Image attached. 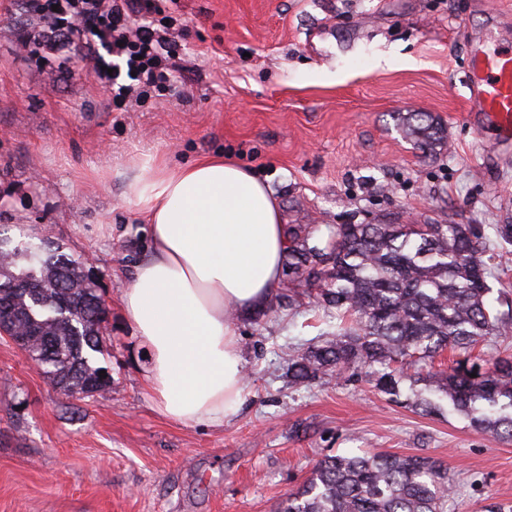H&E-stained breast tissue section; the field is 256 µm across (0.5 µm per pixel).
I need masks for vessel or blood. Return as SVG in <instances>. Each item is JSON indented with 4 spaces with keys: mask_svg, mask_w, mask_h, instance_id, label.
Listing matches in <instances>:
<instances>
[{
    "mask_svg": "<svg viewBox=\"0 0 512 512\" xmlns=\"http://www.w3.org/2000/svg\"><path fill=\"white\" fill-rule=\"evenodd\" d=\"M468 103L487 116L501 141L512 140V53L475 55Z\"/></svg>",
    "mask_w": 512,
    "mask_h": 512,
    "instance_id": "1",
    "label": "vessel or blood"
}]
</instances>
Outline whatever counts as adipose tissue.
Here are the masks:
<instances>
[{
  "mask_svg": "<svg viewBox=\"0 0 512 512\" xmlns=\"http://www.w3.org/2000/svg\"><path fill=\"white\" fill-rule=\"evenodd\" d=\"M133 188L151 252L122 302L150 354L146 390L172 421L223 426L247 389L231 318L265 306L282 277L278 200L220 156L177 169L144 165Z\"/></svg>",
  "mask_w": 512,
  "mask_h": 512,
  "instance_id": "obj_1",
  "label": "adipose tissue"
}]
</instances>
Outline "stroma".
<instances>
[{
	"label": "stroma",
	"instance_id": "obj_1",
	"mask_svg": "<svg viewBox=\"0 0 512 512\" xmlns=\"http://www.w3.org/2000/svg\"><path fill=\"white\" fill-rule=\"evenodd\" d=\"M181 52L201 71L174 97L110 112L79 57L66 74L17 59L20 8L0 10V225L60 244L108 300L99 395H64L0 337V512H278L333 451L443 460L446 512L512 502V442L459 415L425 416L378 394L366 372L309 386L288 358L320 336L322 311L288 309L233 328L248 389L223 428L185 426L149 400L146 347L122 296L149 254L132 176L146 162L221 154L267 179L287 224L394 215L481 229L512 292V144L471 115V44L512 50V0H180ZM427 112L448 144L423 153L394 117Z\"/></svg>",
	"mask_w": 512,
	"mask_h": 512
}]
</instances>
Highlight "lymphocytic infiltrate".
Wrapping results in <instances>:
<instances>
[{
  "instance_id": "1",
  "label": "lymphocytic infiltrate",
  "mask_w": 512,
  "mask_h": 512,
  "mask_svg": "<svg viewBox=\"0 0 512 512\" xmlns=\"http://www.w3.org/2000/svg\"><path fill=\"white\" fill-rule=\"evenodd\" d=\"M167 0H21L32 25L17 53L40 68L79 52L114 112L165 97L197 64L176 49L184 30Z\"/></svg>"
}]
</instances>
